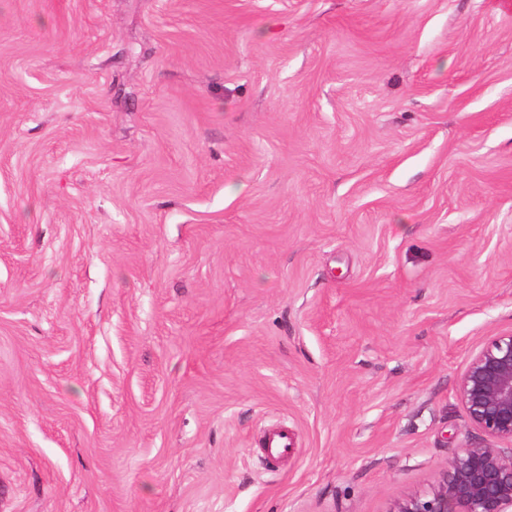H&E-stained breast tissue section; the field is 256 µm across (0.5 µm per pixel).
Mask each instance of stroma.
Returning <instances> with one entry per match:
<instances>
[{
	"label": "stroma",
	"mask_w": 512,
	"mask_h": 512,
	"mask_svg": "<svg viewBox=\"0 0 512 512\" xmlns=\"http://www.w3.org/2000/svg\"><path fill=\"white\" fill-rule=\"evenodd\" d=\"M510 331L512 0H0V512H392Z\"/></svg>",
	"instance_id": "35a3bbf8"
}]
</instances>
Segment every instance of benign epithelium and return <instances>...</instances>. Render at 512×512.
Masks as SVG:
<instances>
[{
	"label": "benign epithelium",
	"mask_w": 512,
	"mask_h": 512,
	"mask_svg": "<svg viewBox=\"0 0 512 512\" xmlns=\"http://www.w3.org/2000/svg\"><path fill=\"white\" fill-rule=\"evenodd\" d=\"M456 393L470 427L490 441L459 448L430 490L403 497L392 512H512V332L470 356Z\"/></svg>",
	"instance_id": "obj_1"
}]
</instances>
